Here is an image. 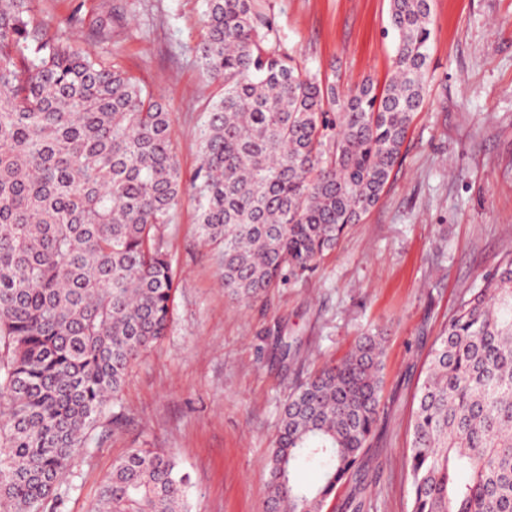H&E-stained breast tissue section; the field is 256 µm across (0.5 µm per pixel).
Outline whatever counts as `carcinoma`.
<instances>
[{"label": "carcinoma", "instance_id": "1", "mask_svg": "<svg viewBox=\"0 0 512 512\" xmlns=\"http://www.w3.org/2000/svg\"><path fill=\"white\" fill-rule=\"evenodd\" d=\"M389 6V77L341 94L280 50L257 0H206L197 58L222 93L193 182L229 295L314 270L379 201L427 96L431 42L430 0ZM181 196L163 99L42 33L27 0H0V512H61L62 476L165 336ZM382 369L381 337L362 336L289 393L267 463L281 512H323L357 477ZM416 399L410 512H512V257L463 297ZM309 463L322 480L303 489ZM189 486L173 452L134 448L93 512H189Z\"/></svg>", "mask_w": 512, "mask_h": 512}]
</instances>
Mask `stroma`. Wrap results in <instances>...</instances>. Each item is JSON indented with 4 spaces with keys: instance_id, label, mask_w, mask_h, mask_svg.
I'll use <instances>...</instances> for the list:
<instances>
[{
    "instance_id": "35a3bbf8",
    "label": "stroma",
    "mask_w": 512,
    "mask_h": 512,
    "mask_svg": "<svg viewBox=\"0 0 512 512\" xmlns=\"http://www.w3.org/2000/svg\"><path fill=\"white\" fill-rule=\"evenodd\" d=\"M43 32L140 77L172 114L183 194L167 230L175 275L167 336L132 366L78 459L62 512H92L133 448L173 451L191 512H263L267 459L292 387L359 336L384 339L379 419L360 464L364 512H410L404 467L427 356L466 291L512 256V0H432L429 92L378 204L309 276L252 302L222 286L198 236L192 188L219 88L196 46L205 0H29ZM283 52L340 92L384 84L389 0H260ZM77 14L75 27L64 19ZM111 15L99 40L93 18ZM290 346L281 356L277 341Z\"/></svg>"
}]
</instances>
